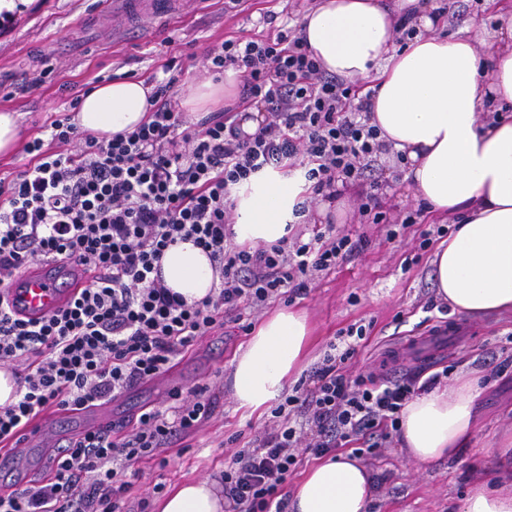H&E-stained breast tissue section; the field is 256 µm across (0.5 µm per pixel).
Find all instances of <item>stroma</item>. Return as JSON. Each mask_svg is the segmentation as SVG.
<instances>
[{"mask_svg":"<svg viewBox=\"0 0 512 512\" xmlns=\"http://www.w3.org/2000/svg\"><path fill=\"white\" fill-rule=\"evenodd\" d=\"M315 0H186L163 31L145 22L137 35L114 29L111 9L100 0H29L15 29L0 37V111L16 113L22 141L35 137L49 113L70 112L77 93L115 79L151 81L163 78V66L176 59L173 71L179 97L207 78L202 64L206 46L232 37L264 39L284 27H299ZM40 78L38 87L23 80ZM388 187L379 192L384 211L404 218L418 209L404 180L406 169L395 153L379 155ZM370 184L360 181L345 193L343 216L320 215V201L310 203L306 228L325 229L365 239L362 250L323 274L307 294L286 302L270 300L251 315L259 324L265 314L287 307L307 314L312 336L294 376L308 381L331 343L351 325L365 327L366 336L349 362L351 374L398 376L439 354L448 373L439 387H454L465 376L480 383L479 423L471 447L451 457L420 463L390 439L375 456H361L375 478L377 494L371 512H458L467 491L479 483L493 484L498 440L512 431V313L472 318L441 309L431 266L432 250L417 251L422 219L396 236L388 225L362 223L358 206ZM249 332L228 322L200 339L177 362L172 373L183 394L207 387L219 407L214 417L185 443L158 449L135 462L138 477L130 506L151 496L155 484L165 488L189 479H221L231 455L250 447L273 420L272 407L249 414L231 395V363L245 347ZM166 379L143 384L119 398L115 411L131 420L143 409L169 406Z\"/></svg>","mask_w":512,"mask_h":512,"instance_id":"stroma-1","label":"stroma"}]
</instances>
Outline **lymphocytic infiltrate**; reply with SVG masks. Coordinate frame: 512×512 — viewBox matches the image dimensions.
Masks as SVG:
<instances>
[{"label": "lymphocytic infiltrate", "instance_id": "1", "mask_svg": "<svg viewBox=\"0 0 512 512\" xmlns=\"http://www.w3.org/2000/svg\"><path fill=\"white\" fill-rule=\"evenodd\" d=\"M207 70L243 72L240 102L265 119L242 134L233 109L187 124L174 79L158 81L149 122L103 141L55 112L28 141L30 160L0 178V289L27 262L76 258L91 277L66 309L37 322L0 307V365L25 384L0 406V442L54 408L75 412L113 400L162 376L214 328L243 321L273 299L307 294L317 273L362 248L346 235L301 234L272 245L229 241L232 185L264 168L302 167L314 197L332 200L337 183L375 177L381 149L354 84L326 75L294 30L275 38H230L207 47ZM193 239L219 282L189 305L159 275L165 249ZM355 345L328 350L307 386L288 395L254 448L224 469V512H286L282 485L300 453L322 457L361 442L383 447L399 413L422 391L421 372L350 375ZM166 410L135 426L84 434L60 449L46 476L0 493V512H127L128 469L212 417V398L172 392ZM303 411L304 425L292 416Z\"/></svg>", "mask_w": 512, "mask_h": 512}]
</instances>
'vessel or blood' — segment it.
I'll return each mask as SVG.
<instances>
[{"label": "vessel or blood", "mask_w": 512, "mask_h": 512, "mask_svg": "<svg viewBox=\"0 0 512 512\" xmlns=\"http://www.w3.org/2000/svg\"><path fill=\"white\" fill-rule=\"evenodd\" d=\"M113 10L130 20L151 15L158 25H165L176 8V0H112ZM89 275L73 260L37 261L22 267L8 288L0 290V305L20 319L36 321L68 307ZM112 403L91 405L77 414L80 432L110 428L115 424ZM26 460L10 444L0 445V480L17 477Z\"/></svg>", "instance_id": "vessel-or-blood-1"}]
</instances>
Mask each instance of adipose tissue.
<instances>
[{"label":"adipose tissue","mask_w":512,"mask_h":512,"mask_svg":"<svg viewBox=\"0 0 512 512\" xmlns=\"http://www.w3.org/2000/svg\"><path fill=\"white\" fill-rule=\"evenodd\" d=\"M501 25L481 42L447 35L436 0H318L300 33L322 68L365 79L371 125L405 156L413 196L429 213L464 219L437 247L431 264L437 296L471 317L512 312V0H486ZM420 34L406 46L395 24ZM149 86L135 79L96 86L81 100L75 124L100 138L128 133L149 118ZM304 180L266 168L231 190L232 240L255 247L287 237ZM164 284L187 303L202 301L219 279L206 252L176 241L161 260ZM311 329L305 313L279 311L258 324L232 366V398L263 409L298 368ZM480 391L473 381L432 389L401 412L399 435L412 457L428 463L467 446L477 428ZM507 490L477 485L462 512H512V433L498 441ZM371 473L343 454L312 465L288 502L290 512H369ZM158 512H224L216 482L193 479L170 490Z\"/></svg>","instance_id":"ef3b65f1"}]
</instances>
